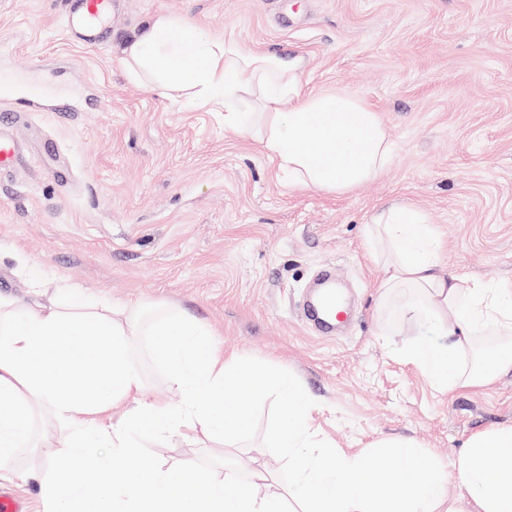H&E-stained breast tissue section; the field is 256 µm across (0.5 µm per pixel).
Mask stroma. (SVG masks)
Listing matches in <instances>:
<instances>
[{"label": "stroma", "instance_id": "stroma-1", "mask_svg": "<svg viewBox=\"0 0 512 512\" xmlns=\"http://www.w3.org/2000/svg\"><path fill=\"white\" fill-rule=\"evenodd\" d=\"M112 33L83 47L64 28L63 0H0V108H19L17 166L0 176V295L53 298L61 281L88 299L185 312L224 355L288 372L319 408L312 427L340 450L410 439L452 463L469 437L512 425V372L438 392L400 352L428 325L380 307V266L366 238L394 202L427 214L443 267L512 280V0H115ZM195 21L244 49L302 56L303 91L346 92L376 112L396 145L389 167L351 192L289 187L224 115L177 106L128 76L121 56L155 14ZM76 110L59 117L61 98ZM328 266L351 311L345 330L315 331L300 304ZM136 358L146 397L181 394L152 359ZM241 397L251 421L235 447L220 436L150 443L132 469L194 465L266 476L292 469L268 426L276 393ZM67 431L48 418L0 485L44 512L39 475L65 473Z\"/></svg>", "mask_w": 512, "mask_h": 512}]
</instances>
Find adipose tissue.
<instances>
[{"instance_id":"ef3b65f1","label":"adipose tissue","mask_w":512,"mask_h":512,"mask_svg":"<svg viewBox=\"0 0 512 512\" xmlns=\"http://www.w3.org/2000/svg\"><path fill=\"white\" fill-rule=\"evenodd\" d=\"M128 71L159 96L224 115L225 129L258 140L265 155L288 174L293 188L347 193L392 161L394 145L375 112L347 95L303 92L302 58L252 52L214 37L199 25L160 13L123 50ZM249 75L260 90L261 111L245 119L235 104L244 92L228 75ZM368 238L381 266L380 297L406 288L419 301L408 317L432 325V335L402 355L438 390L491 383L512 371V354L494 373H474L460 362L470 336L487 328L512 334V281L449 274L440 267L441 236L426 216L402 205L375 213ZM81 287L63 285L44 303L0 297V471H11L36 424L34 408L48 407L52 421L73 428L69 477H39L45 512H512V426L472 435L452 463L428 459L410 441L382 440L376 451L397 460L382 475L371 454L337 452L311 430L316 403L297 394L294 380L266 362L224 356L190 318H155L162 336L156 354L182 402L166 407L146 398L134 356L144 327L140 307L100 301L77 307ZM274 387L285 403L271 436L294 478L287 492L258 494L254 482L231 468L199 483L186 466L131 470L142 439L201 431L239 439L250 419L248 404L228 405L241 387ZM130 401L122 422L87 432L80 419L107 404ZM108 468L110 484L81 480L89 469Z\"/></svg>"}]
</instances>
